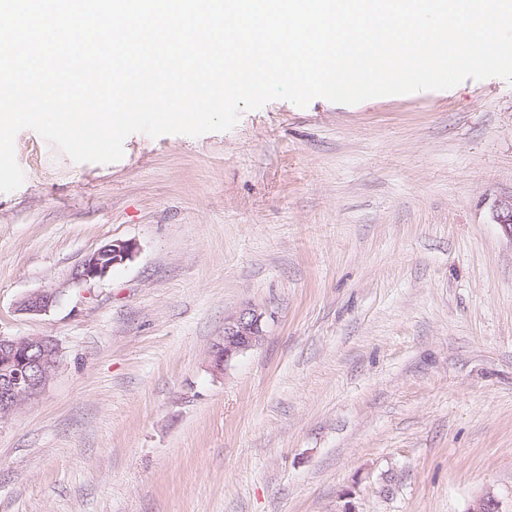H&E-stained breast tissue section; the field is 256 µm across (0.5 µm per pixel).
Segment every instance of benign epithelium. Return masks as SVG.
Listing matches in <instances>:
<instances>
[{"instance_id":"7a95c632","label":"benign epithelium","mask_w":512,"mask_h":512,"mask_svg":"<svg viewBox=\"0 0 512 512\" xmlns=\"http://www.w3.org/2000/svg\"><path fill=\"white\" fill-rule=\"evenodd\" d=\"M496 223L512 235V198L497 204ZM135 244L113 240L88 254L75 278L80 281L103 280L112 268L133 257ZM55 295L43 291L27 296L20 310L41 314L54 302ZM266 313L255 306L245 307L224 318V335L212 344V367L220 371L232 358L256 347L263 339ZM58 344L49 336L14 338L0 334V420L13 414L22 404L36 399L53 377Z\"/></svg>"}]
</instances>
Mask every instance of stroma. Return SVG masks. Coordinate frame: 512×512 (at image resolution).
I'll use <instances>...</instances> for the list:
<instances>
[{
  "label": "stroma",
  "mask_w": 512,
  "mask_h": 512,
  "mask_svg": "<svg viewBox=\"0 0 512 512\" xmlns=\"http://www.w3.org/2000/svg\"><path fill=\"white\" fill-rule=\"evenodd\" d=\"M14 154L0 334L60 354L0 421V512H512L511 83L275 99L113 163L24 129ZM117 239L133 258L77 281ZM249 305L262 341L213 370Z\"/></svg>",
  "instance_id": "35a3bbf8"
}]
</instances>
